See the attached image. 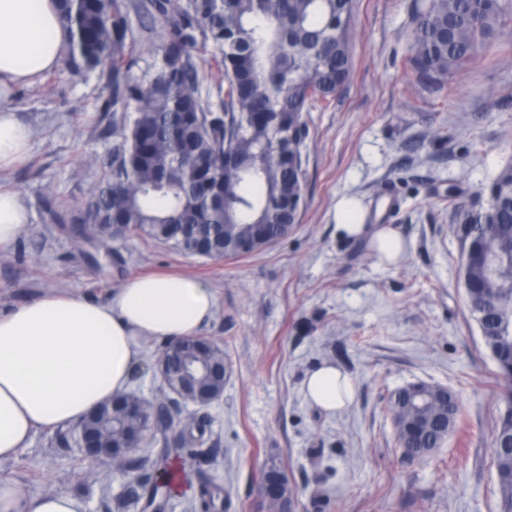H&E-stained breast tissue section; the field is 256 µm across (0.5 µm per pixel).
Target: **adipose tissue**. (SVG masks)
I'll list each match as a JSON object with an SVG mask.
<instances>
[{
    "label": "adipose tissue",
    "mask_w": 512,
    "mask_h": 512,
    "mask_svg": "<svg viewBox=\"0 0 512 512\" xmlns=\"http://www.w3.org/2000/svg\"><path fill=\"white\" fill-rule=\"evenodd\" d=\"M62 30L52 0H0V76L26 82L62 63ZM30 131L0 110V169L22 160ZM29 223L21 196L0 192V246ZM215 291L181 275H133L108 302L48 290L0 311V463L12 461L39 429L80 423L126 391L149 343L198 335L211 319ZM306 394L328 412L345 408L352 379L335 366L309 372ZM0 512H77L71 495L29 496L0 472Z\"/></svg>",
    "instance_id": "obj_1"
}]
</instances>
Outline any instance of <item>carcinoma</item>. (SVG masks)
<instances>
[{"instance_id": "cac0c4a2", "label": "carcinoma", "mask_w": 512, "mask_h": 512, "mask_svg": "<svg viewBox=\"0 0 512 512\" xmlns=\"http://www.w3.org/2000/svg\"><path fill=\"white\" fill-rule=\"evenodd\" d=\"M66 62L112 74V164L95 186L80 237L107 246L131 232L185 255L224 259V246L279 236L305 207L303 114L336 94L349 76L355 0H55ZM508 0H429L412 35L411 66L444 80L512 44ZM141 25L159 15V43L139 44ZM220 54L221 111L201 102L193 52ZM460 223L490 257L462 250L469 310L485 312V344L496 348L503 402L512 406V167L488 187L487 204L457 207ZM201 366L224 349L195 337ZM415 394L388 398L390 415L421 423L427 441L396 434L402 453L440 447L433 405ZM86 423L118 447L138 423L121 410ZM512 410L492 441L498 512H512V449L503 447Z\"/></svg>"}]
</instances>
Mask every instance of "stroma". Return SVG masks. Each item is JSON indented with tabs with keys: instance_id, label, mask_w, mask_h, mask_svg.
Listing matches in <instances>:
<instances>
[{
	"instance_id": "obj_1",
	"label": "stroma",
	"mask_w": 512,
	"mask_h": 512,
	"mask_svg": "<svg viewBox=\"0 0 512 512\" xmlns=\"http://www.w3.org/2000/svg\"><path fill=\"white\" fill-rule=\"evenodd\" d=\"M427 2L356 0L350 77L305 115L307 206L285 239L239 259L185 256L135 233L106 250L76 247L43 198L80 210L109 166L114 139L95 121L109 79L63 65L0 94V109L31 132L25 160L0 170V188L18 192L30 215L0 249V310L50 288L107 301L138 273H183L214 288L201 334L223 347L230 373L220 401L184 406L205 435L177 462L191 480L220 485L224 512H258L255 485L272 460L295 490V512H497L501 386L465 305L448 191L481 204L512 167V46L443 83L426 79L405 61ZM343 197L365 224L399 233L397 260L380 261L371 234L338 229ZM95 256L108 257L105 271ZM160 349L150 343L130 393L164 399ZM326 362L355 385L335 413L305 395L306 374ZM416 382L448 387L460 403L457 430L425 460L402 456L387 410L391 392ZM78 433L39 431L0 470L29 494L72 495L79 512H140L125 500L126 476L85 458Z\"/></svg>"
}]
</instances>
